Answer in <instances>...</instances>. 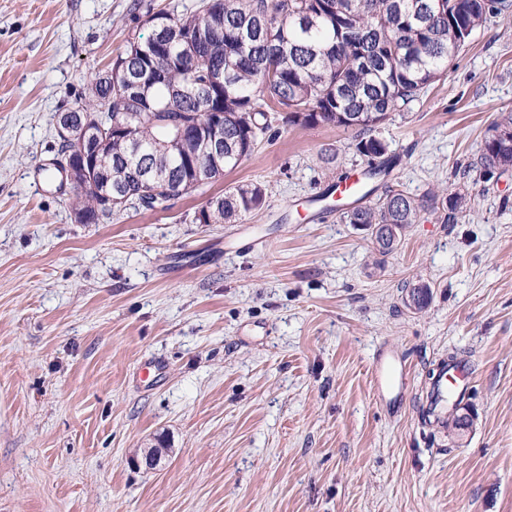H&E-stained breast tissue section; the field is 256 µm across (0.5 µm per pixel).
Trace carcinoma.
<instances>
[{
    "label": "carcinoma",
    "mask_w": 512,
    "mask_h": 512,
    "mask_svg": "<svg viewBox=\"0 0 512 512\" xmlns=\"http://www.w3.org/2000/svg\"><path fill=\"white\" fill-rule=\"evenodd\" d=\"M149 34L132 31L104 72L90 74L92 96L69 111L97 119L100 173L74 188L72 212L97 224L111 188L121 211L167 209L199 180L221 176L208 166L200 131L224 113V169L250 156L273 123L332 124L355 131L353 147L372 175L392 161L379 126L447 76L448 64L490 18L512 19V0H201L194 8L157 9L133 0ZM136 115L133 145L111 138L114 120ZM186 127L177 138L175 123ZM485 143L489 171L512 166V116ZM260 182L229 187L194 212L195 224H231L262 208ZM435 204L428 194L389 189L375 202L342 213L346 224H391L379 251L398 246L409 225ZM465 204L442 201L452 223Z\"/></svg>",
    "instance_id": "1"
}]
</instances>
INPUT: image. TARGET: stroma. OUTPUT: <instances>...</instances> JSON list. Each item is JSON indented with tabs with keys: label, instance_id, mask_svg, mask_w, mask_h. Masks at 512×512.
Here are the masks:
<instances>
[{
	"label": "stroma",
	"instance_id": "stroma-1",
	"mask_svg": "<svg viewBox=\"0 0 512 512\" xmlns=\"http://www.w3.org/2000/svg\"><path fill=\"white\" fill-rule=\"evenodd\" d=\"M130 2L0 0V512H512V169L479 164L512 112V23L488 20L389 115L377 175L353 131L283 126L170 209L79 224L42 168L57 112L123 50ZM348 179L467 205L422 212L382 254L338 218ZM255 181L261 210L193 223ZM382 348L408 376L392 409ZM452 355L470 369L460 436L422 420ZM154 446L158 466L132 465ZM373 376L377 395L386 406L394 407L403 399L407 376L399 359L393 354H378L373 362Z\"/></svg>",
	"mask_w": 512,
	"mask_h": 512
}]
</instances>
